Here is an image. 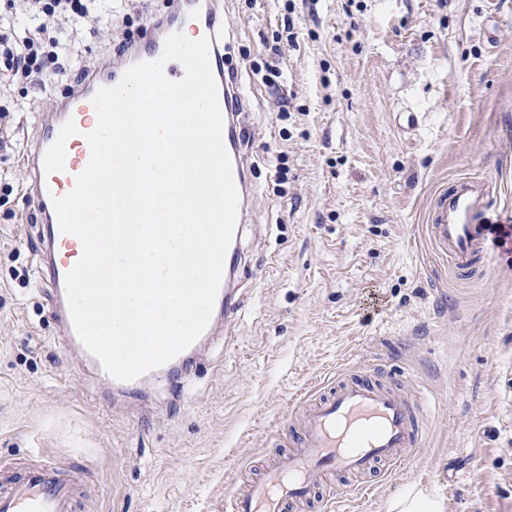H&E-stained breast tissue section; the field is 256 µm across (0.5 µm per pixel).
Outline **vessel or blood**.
I'll return each mask as SVG.
<instances>
[{
	"instance_id": "vessel-or-blood-1",
	"label": "vessel or blood",
	"mask_w": 512,
	"mask_h": 512,
	"mask_svg": "<svg viewBox=\"0 0 512 512\" xmlns=\"http://www.w3.org/2000/svg\"><path fill=\"white\" fill-rule=\"evenodd\" d=\"M168 4L166 19L153 27L146 40L129 45L112 70L97 68L84 74L52 111L34 113L32 136L26 141L25 198L43 226L32 245L37 261L35 285L49 297L59 340L79 354L110 399L140 390L145 380L114 379L78 338L65 278L77 262L79 240L61 232L52 204L53 197L73 189L76 176L89 161L90 149L83 134L97 122L92 103L97 90L116 85L129 66L157 60L166 37L193 23L197 37L210 40V64L224 121L223 142L238 190L239 217H246L252 193L242 152L246 96L237 78L224 67V28L218 23L221 0H168ZM70 119L79 133L67 141L65 168L46 174L44 154ZM497 212L484 181L462 179L440 195L427 233L455 270L469 271L484 259L495 233H503V246L512 251V212L500 222L493 219ZM237 253V243H230L214 304L215 312L223 315L229 327L235 325L242 303L231 269ZM365 372L362 366L347 368L297 406L291 449L245 489L232 494L230 512H304L316 488L324 505L368 492L371 486L365 477L369 472L380 465H401L412 449L420 447L428 426V404L421 391L367 378ZM91 480L90 471H78L35 454L25 462L1 460L0 512H78Z\"/></svg>"
}]
</instances>
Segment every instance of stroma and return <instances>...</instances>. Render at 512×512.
<instances>
[{"instance_id": "obj_1", "label": "stroma", "mask_w": 512, "mask_h": 512, "mask_svg": "<svg viewBox=\"0 0 512 512\" xmlns=\"http://www.w3.org/2000/svg\"><path fill=\"white\" fill-rule=\"evenodd\" d=\"M247 96L254 185L242 309L185 390L99 405L36 290L21 155L31 112L146 36L165 0H97L104 20L53 82L0 84V457L98 473L87 512H226L283 448L300 397L354 365L422 389L430 430L341 512H387L407 484L445 512H512V261L454 270L426 226L444 189L489 181L512 208V0H222ZM276 54L279 73L264 65ZM400 112L422 115L405 132ZM287 175L278 179L277 163Z\"/></svg>"}]
</instances>
